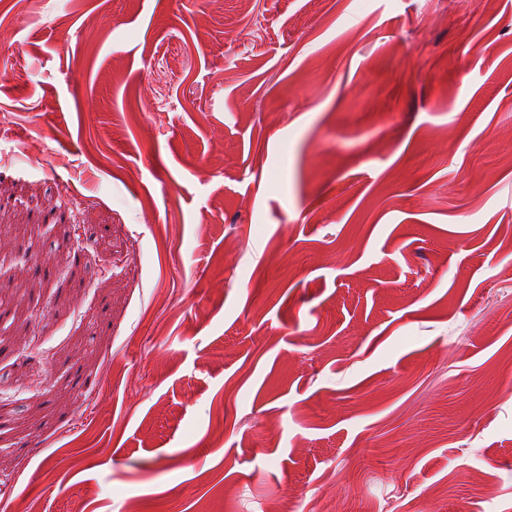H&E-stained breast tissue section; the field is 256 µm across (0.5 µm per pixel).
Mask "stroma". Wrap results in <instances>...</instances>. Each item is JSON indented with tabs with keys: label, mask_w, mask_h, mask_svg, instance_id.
<instances>
[{
	"label": "stroma",
	"mask_w": 512,
	"mask_h": 512,
	"mask_svg": "<svg viewBox=\"0 0 512 512\" xmlns=\"http://www.w3.org/2000/svg\"><path fill=\"white\" fill-rule=\"evenodd\" d=\"M1 69L0 512H512V0H0Z\"/></svg>",
	"instance_id": "stroma-1"
}]
</instances>
